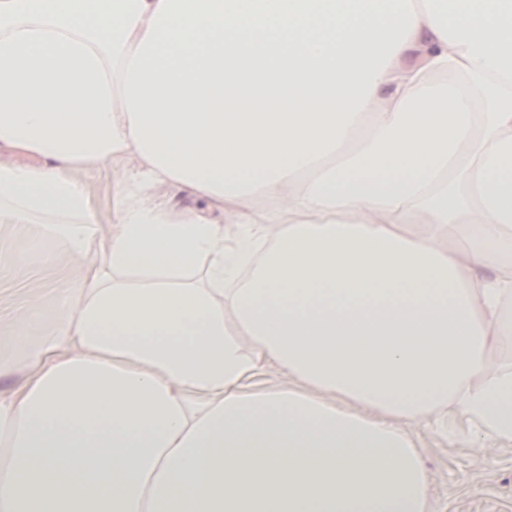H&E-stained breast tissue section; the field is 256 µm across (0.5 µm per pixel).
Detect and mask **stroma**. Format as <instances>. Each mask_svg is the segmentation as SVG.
Here are the masks:
<instances>
[{"label":"stroma","mask_w":512,"mask_h":512,"mask_svg":"<svg viewBox=\"0 0 512 512\" xmlns=\"http://www.w3.org/2000/svg\"><path fill=\"white\" fill-rule=\"evenodd\" d=\"M126 159L81 166L70 177L84 192L98 223H113L122 203L150 195L179 210L207 214L205 201L178 190L170 183L139 188L122 181ZM28 228L20 226L0 236V321L8 323L25 313L30 288H41L44 307L52 320L68 315L54 291L63 277L77 276L80 261L63 240L34 247ZM27 262L15 267L16 255ZM35 330L18 331L12 345L0 350V391L20 386L27 359L41 344ZM410 433L422 449L423 461L433 476L428 495L431 512H512V445L485 437L466 419L451 417L447 426L431 422L410 425Z\"/></svg>","instance_id":"35a3bbf8"}]
</instances>
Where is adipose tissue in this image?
Returning <instances> with one entry per match:
<instances>
[{
  "label": "adipose tissue",
  "instance_id": "adipose-tissue-1",
  "mask_svg": "<svg viewBox=\"0 0 512 512\" xmlns=\"http://www.w3.org/2000/svg\"><path fill=\"white\" fill-rule=\"evenodd\" d=\"M0 150V224L91 269L0 512H430L408 425L512 442V0H0ZM118 157L223 221L96 223L66 172Z\"/></svg>",
  "mask_w": 512,
  "mask_h": 512
}]
</instances>
